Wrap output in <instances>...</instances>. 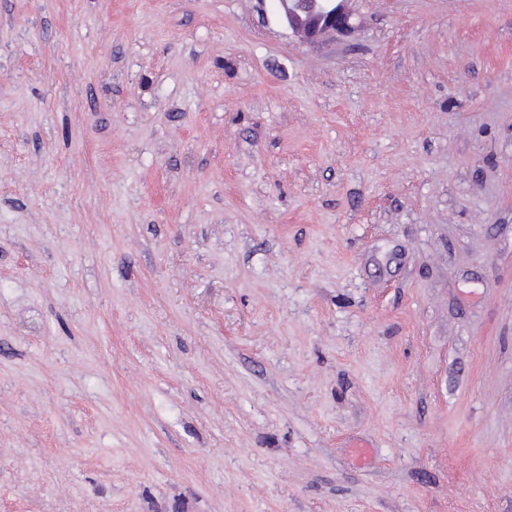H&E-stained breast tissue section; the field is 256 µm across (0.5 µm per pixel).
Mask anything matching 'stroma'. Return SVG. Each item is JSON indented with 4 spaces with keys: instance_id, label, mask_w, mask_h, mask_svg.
Returning <instances> with one entry per match:
<instances>
[{
    "instance_id": "stroma-1",
    "label": "stroma",
    "mask_w": 512,
    "mask_h": 512,
    "mask_svg": "<svg viewBox=\"0 0 512 512\" xmlns=\"http://www.w3.org/2000/svg\"><path fill=\"white\" fill-rule=\"evenodd\" d=\"M0 0V512H512V0ZM351 0H280L283 23L298 39L317 49H328L354 28Z\"/></svg>"
}]
</instances>
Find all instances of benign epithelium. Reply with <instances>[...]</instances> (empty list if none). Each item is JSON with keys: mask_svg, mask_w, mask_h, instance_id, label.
Wrapping results in <instances>:
<instances>
[{"mask_svg": "<svg viewBox=\"0 0 512 512\" xmlns=\"http://www.w3.org/2000/svg\"><path fill=\"white\" fill-rule=\"evenodd\" d=\"M351 0H279L283 23L298 39L326 49L353 29Z\"/></svg>", "mask_w": 512, "mask_h": 512, "instance_id": "7a95c632", "label": "benign epithelium"}]
</instances>
